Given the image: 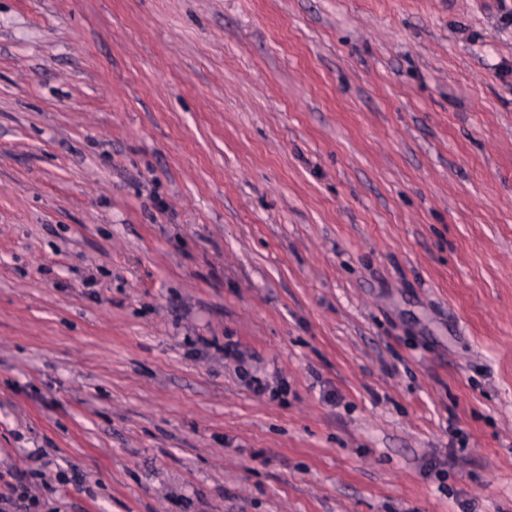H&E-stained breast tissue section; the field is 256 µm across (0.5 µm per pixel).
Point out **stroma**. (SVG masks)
I'll use <instances>...</instances> for the list:
<instances>
[{"instance_id": "35a3bbf8", "label": "stroma", "mask_w": 512, "mask_h": 512, "mask_svg": "<svg viewBox=\"0 0 512 512\" xmlns=\"http://www.w3.org/2000/svg\"><path fill=\"white\" fill-rule=\"evenodd\" d=\"M10 484L512 512L499 0H0Z\"/></svg>"}]
</instances>
